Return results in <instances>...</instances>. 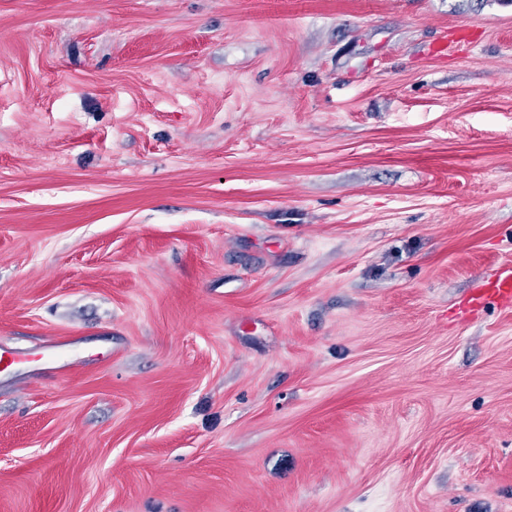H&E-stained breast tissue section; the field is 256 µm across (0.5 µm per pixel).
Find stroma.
<instances>
[{
    "label": "stroma",
    "mask_w": 512,
    "mask_h": 512,
    "mask_svg": "<svg viewBox=\"0 0 512 512\" xmlns=\"http://www.w3.org/2000/svg\"><path fill=\"white\" fill-rule=\"evenodd\" d=\"M512 0H0V512H512ZM489 300L502 306L512 305V265L498 269L474 291L471 307L480 309Z\"/></svg>",
    "instance_id": "1"
}]
</instances>
